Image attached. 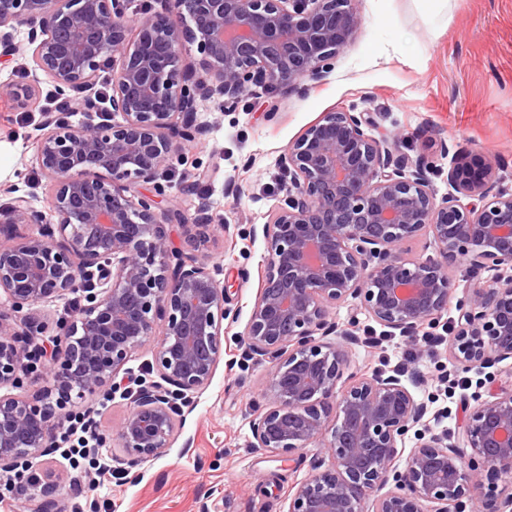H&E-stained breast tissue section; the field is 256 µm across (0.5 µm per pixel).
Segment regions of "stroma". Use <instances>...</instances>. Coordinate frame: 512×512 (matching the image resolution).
Segmentation results:
<instances>
[{"mask_svg":"<svg viewBox=\"0 0 512 512\" xmlns=\"http://www.w3.org/2000/svg\"><path fill=\"white\" fill-rule=\"evenodd\" d=\"M356 38L334 59L323 80L290 91L254 85L231 110L216 98L198 103L195 120L206 127L186 145L182 164L164 168L144 194L161 192L163 206L188 217L211 215L210 242L195 247L193 225H173L169 244L199 252L221 269L238 322L222 338L223 350L211 383L185 409L170 448L136 468L112 464L113 474L92 500L76 496L73 471L59 453L36 458L39 479L23 497L0 487V512H287L288 492L324 457L321 448L298 451L282 461L250 446L253 411L264 403L269 363L232 366L264 276L262 227L282 206L289 178L280 159L288 144L325 113H368L380 132L401 136L397 151L425 158L437 195L450 193L453 158L479 154L498 164L499 184L512 189V0H450L448 13L431 17L428 0H358ZM35 85V103L17 109L0 99V185L16 188L32 205L47 207L49 188L33 159L41 133L48 78ZM208 170L202 181L191 176ZM351 368L364 373L408 366L403 383L430 412L446 402H476L490 383H501L512 364L466 370L465 387L448 383L455 365L446 346L427 352L395 335L381 345L349 347ZM129 409L122 394L94 395L68 407V414L95 412L96 432L111 436Z\"/></svg>","mask_w":512,"mask_h":512,"instance_id":"1","label":"stroma"}]
</instances>
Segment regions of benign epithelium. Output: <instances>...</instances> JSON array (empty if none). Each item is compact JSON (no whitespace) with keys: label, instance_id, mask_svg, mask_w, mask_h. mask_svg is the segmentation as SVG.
Segmentation results:
<instances>
[{"label":"benign epithelium","instance_id":"1","mask_svg":"<svg viewBox=\"0 0 512 512\" xmlns=\"http://www.w3.org/2000/svg\"><path fill=\"white\" fill-rule=\"evenodd\" d=\"M357 0H164L130 19L124 0H0V57L26 30L34 70L49 76L73 124L43 113L35 158L49 181L48 212L17 196L0 213V388L20 387L18 362L35 321L4 326V309L83 294L87 305L43 341L52 386L32 399L0 395V469L51 447L58 411L100 392L131 390L124 365L160 336L156 383L136 391L111 437L130 467L170 448L191 396L211 382L224 323L238 321L205 257L169 249L179 209L136 190L178 159L204 130L194 112L202 88L230 108L252 85L286 90L318 82L356 37ZM202 56L193 70L186 46ZM29 106L31 89L0 84ZM290 189L264 225L263 286L241 334L243 367L272 360L250 448L270 456L319 445L329 465L297 483L287 512H512V387L494 386L453 435L420 434L402 470L398 444L428 406L397 373L350 371L355 325L328 320L350 299L375 322L415 336L438 326L456 291L461 257L475 281L458 305L448 352L462 369L512 360V190L498 164L455 157L454 192L437 198L425 165L373 134L364 112H330L288 145ZM39 224L36 235L4 225ZM423 233L435 258H407ZM394 487L383 491L389 482Z\"/></svg>","mask_w":512,"mask_h":512}]
</instances>
